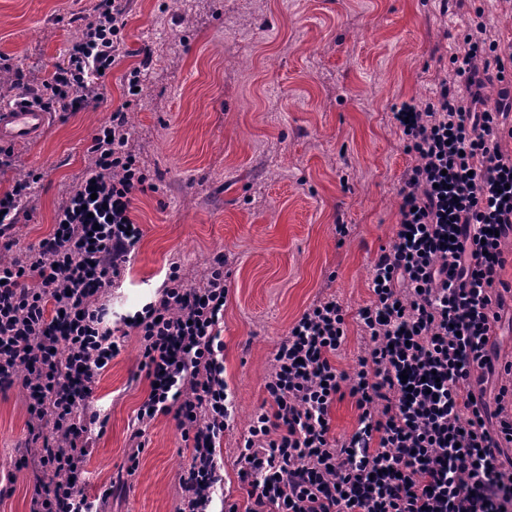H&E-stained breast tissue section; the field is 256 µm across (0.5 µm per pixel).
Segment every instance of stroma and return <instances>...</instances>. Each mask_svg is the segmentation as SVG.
Returning a JSON list of instances; mask_svg holds the SVG:
<instances>
[{
    "label": "stroma",
    "instance_id": "stroma-1",
    "mask_svg": "<svg viewBox=\"0 0 512 512\" xmlns=\"http://www.w3.org/2000/svg\"><path fill=\"white\" fill-rule=\"evenodd\" d=\"M99 0H0V57L12 73L66 66ZM125 55L100 81L99 101L53 115L29 143L25 167L0 172V194L40 179L13 231L18 249L38 243L59 203L89 168L97 128L128 108L129 146L150 183L131 217L143 235L102 301L105 320L157 300L171 265L201 283L215 257L228 274L224 378L235 423L224 433L223 493L239 507V445L268 398L264 384L289 327L330 295L350 314L336 366L352 372L368 341L357 310L369 303L371 264L392 242L397 190L415 159L404 150L394 106H426L439 71L463 53L480 21L512 42V0H127ZM142 71L127 101L126 77ZM349 233L339 237L337 224ZM137 336L100 375L93 400L107 420L87 458L94 496L125 468L136 411L149 391ZM19 389L0 393V478L15 475L0 512H30ZM190 451L172 416L146 429L139 468L112 512H176Z\"/></svg>",
    "mask_w": 512,
    "mask_h": 512
}]
</instances>
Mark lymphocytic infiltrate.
<instances>
[{
  "label": "lymphocytic infiltrate",
  "instance_id": "lymphocytic-infiltrate-1",
  "mask_svg": "<svg viewBox=\"0 0 512 512\" xmlns=\"http://www.w3.org/2000/svg\"><path fill=\"white\" fill-rule=\"evenodd\" d=\"M126 11L102 0L65 67L19 76L45 111L78 112L98 95L101 70L120 59ZM453 79H440L425 108L402 102L393 118L416 162L403 176L400 220L371 266L370 304L357 311L369 342L353 374L334 362L347 312L318 299L278 346L238 456L247 506L222 512H512V362L495 367L488 340L500 318L503 243L512 238V153L499 138L512 92L488 106L491 64L501 46L485 24L469 28ZM128 113L98 128L93 164L59 205L49 236L0 260V387L26 393L27 444L39 477L31 512H109L111 489L80 486L98 415L97 377L122 345L104 324L103 289L140 240L127 225L146 176L128 147ZM224 260L205 282L171 267L160 297L126 320L139 338L151 383L137 410L127 476L144 449V428L173 416L192 453L179 479L177 512H210L222 478L220 448L234 420L224 380ZM502 379L495 411L478 398ZM349 394L358 427L331 436V409Z\"/></svg>",
  "mask_w": 512,
  "mask_h": 512
}]
</instances>
